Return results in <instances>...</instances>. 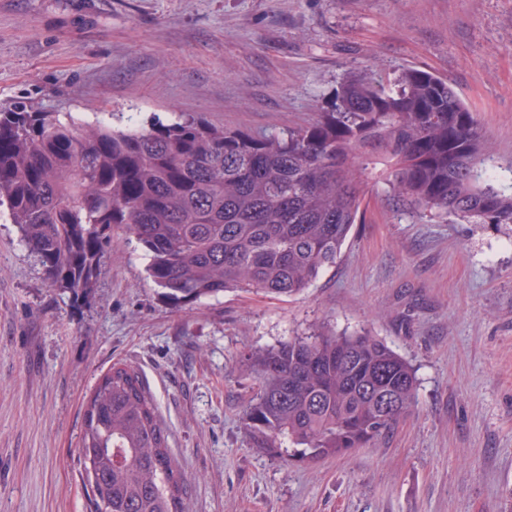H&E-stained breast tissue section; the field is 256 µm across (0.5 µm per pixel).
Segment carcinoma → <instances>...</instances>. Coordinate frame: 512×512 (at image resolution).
<instances>
[{
  "instance_id": "cac0c4a2",
  "label": "carcinoma",
  "mask_w": 512,
  "mask_h": 512,
  "mask_svg": "<svg viewBox=\"0 0 512 512\" xmlns=\"http://www.w3.org/2000/svg\"><path fill=\"white\" fill-rule=\"evenodd\" d=\"M448 80L348 75L332 111L278 136L199 115L113 128L71 113L0 109V216L50 287L84 299L112 230L138 241L167 300L228 289L295 296L336 263L371 183L434 218L512 224V184ZM261 382L243 415L285 463L367 448L413 407V366L367 332H317L251 356ZM80 461L90 512H183V475L138 373L115 364L91 393Z\"/></svg>"
}]
</instances>
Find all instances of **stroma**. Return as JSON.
Wrapping results in <instances>:
<instances>
[{"mask_svg": "<svg viewBox=\"0 0 512 512\" xmlns=\"http://www.w3.org/2000/svg\"><path fill=\"white\" fill-rule=\"evenodd\" d=\"M412 68L450 82L512 171V0H0V106L116 127L192 113L280 134L347 73ZM364 205L302 293L185 306L122 230L77 301L0 221V512H88L84 404L116 363L155 402L190 512H512V224L432 221L380 184ZM321 330L384 341L416 401L374 446L285 464L243 428L248 357Z\"/></svg>", "mask_w": 512, "mask_h": 512, "instance_id": "stroma-1", "label": "stroma"}]
</instances>
